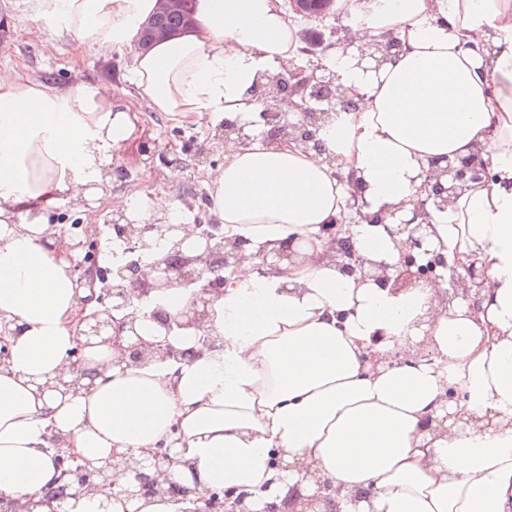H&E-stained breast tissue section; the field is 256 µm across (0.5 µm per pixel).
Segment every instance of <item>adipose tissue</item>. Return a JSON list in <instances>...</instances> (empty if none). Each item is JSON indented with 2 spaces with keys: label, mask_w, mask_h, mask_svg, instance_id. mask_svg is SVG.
I'll return each instance as SVG.
<instances>
[{
  "label": "adipose tissue",
  "mask_w": 512,
  "mask_h": 512,
  "mask_svg": "<svg viewBox=\"0 0 512 512\" xmlns=\"http://www.w3.org/2000/svg\"><path fill=\"white\" fill-rule=\"evenodd\" d=\"M155 3L37 8L97 49L131 50L138 95L171 122L253 121L251 87L297 50L281 0H198L192 30L135 51ZM391 32L404 48L377 67L359 46L328 51L355 108L318 130L324 156L256 141L227 150L212 177L209 210L225 237L251 252L291 239L308 261L265 275L243 265L205 327L169 335L182 350L217 335L218 351L137 367L98 339L72 367L87 291L48 222L52 209L102 198L155 221L153 201L112 194L113 156L141 141L136 110L104 83L58 91L0 73V322L14 329L0 365V497L35 512H126L108 488L62 505L46 498L62 482L59 436L90 469L174 442L172 482L247 493L250 512L287 486L314 512H512V0H388L361 25L359 45ZM475 152L491 180L457 190L428 221L432 250L484 266L478 304L425 285L394 293L317 260L324 226L349 217L337 171L360 180L369 213H409L424 166ZM353 246L394 260L411 243L364 221ZM77 369L91 385L56 388ZM443 416L447 429L435 428ZM276 450L288 469L273 466Z\"/></svg>",
  "instance_id": "ef3b65f1"
}]
</instances>
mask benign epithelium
Segmentation results:
<instances>
[{
	"label": "benign epithelium",
	"instance_id": "benign-epithelium-1",
	"mask_svg": "<svg viewBox=\"0 0 512 512\" xmlns=\"http://www.w3.org/2000/svg\"><path fill=\"white\" fill-rule=\"evenodd\" d=\"M290 110L296 112L293 122L284 121L278 138L272 143H300L296 134L309 127H315L328 117L310 106L304 107L298 102L288 100ZM251 141L249 131L234 126L224 131V144L245 146ZM490 178L488 163L479 156H469L448 162L443 168L433 163L422 170L424 199L407 216L396 209L378 215L379 222L392 238L406 236L412 243V251L400 254L399 258L389 263L384 260L366 259L356 255L351 239L352 231L344 224H329L325 228L324 250L321 258L328 259L349 274H356L363 281H372L382 288L400 292L426 284L433 288L440 286L442 275L439 269H448V296L462 297L478 306L477 297L472 290L485 287L484 271L471 264L460 273L453 266H447L444 257L430 249L427 209L430 206L442 208L450 202V192L468 182ZM112 217L119 219L122 229L136 248L146 246L151 236L160 237L173 247L177 260L170 256H158L147 266L135 265L114 267L107 274L110 287L106 294L98 296L89 293L82 300L79 324L83 325L85 336H112L116 329L126 333L127 345L123 347L122 361L128 366L141 365L151 358L161 360H183L196 350H180L169 343L167 334L177 328L202 327L210 319L211 309L224 294L221 288L207 285L215 272H234L245 263L251 264L260 273L279 271L296 262L305 261L306 254L290 241L264 253L252 254L243 247L240 240H228L214 236L202 235L199 225H193L194 231L186 232L185 224H139L127 213L114 211ZM76 235L68 234L71 249L91 253L97 246L96 225L80 224ZM173 285L190 289L191 302L186 309L176 316L161 311L147 313L143 303L148 297ZM151 317L164 332L162 339L148 343L139 333L142 319ZM173 444L166 445L163 452L151 451L150 458L129 461L128 455H117L118 461L107 462L95 469L96 479L80 480L71 488L81 493L92 488L112 487V491L124 496L134 503L147 497L144 481H149L154 493L168 492L167 472L177 463L172 451ZM302 496L296 491L289 492L280 502H272L267 512H281L290 507V512H304L299 508ZM179 512H240L242 503L233 489H207L201 493L193 491L187 495L173 498Z\"/></svg>",
	"mask_w": 512,
	"mask_h": 512
}]
</instances>
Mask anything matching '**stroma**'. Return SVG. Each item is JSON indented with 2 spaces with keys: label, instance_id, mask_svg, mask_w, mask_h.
<instances>
[{
  "label": "stroma",
  "instance_id": "35a3bbf8",
  "mask_svg": "<svg viewBox=\"0 0 512 512\" xmlns=\"http://www.w3.org/2000/svg\"><path fill=\"white\" fill-rule=\"evenodd\" d=\"M12 22V38L0 46V70L48 83L65 89L80 82L111 85L115 100L135 106L145 132L152 134L155 150L150 154L122 152L115 156L114 166L127 174L125 183L113 185L118 195L140 193L191 204V217L211 221L209 212L199 209L200 196L210 194L209 167L200 166L202 156L215 153L219 145L206 120L195 124H175L153 112L137 94L129 79L130 52L100 51L66 34L62 28L42 20L36 12L35 0H0V13ZM182 145L180 167L183 176L170 181L164 155L174 145ZM196 183L197 194L186 192L189 183Z\"/></svg>",
  "mask_w": 512,
  "mask_h": 512
}]
</instances>
